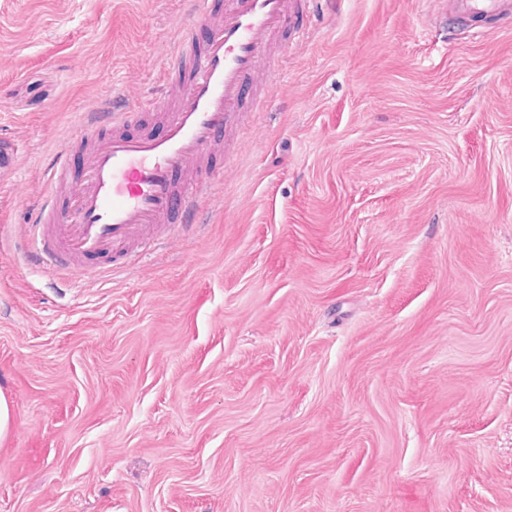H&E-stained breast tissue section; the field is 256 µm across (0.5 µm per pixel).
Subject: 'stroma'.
I'll return each mask as SVG.
<instances>
[{
    "instance_id": "1",
    "label": "stroma",
    "mask_w": 512,
    "mask_h": 512,
    "mask_svg": "<svg viewBox=\"0 0 512 512\" xmlns=\"http://www.w3.org/2000/svg\"><path fill=\"white\" fill-rule=\"evenodd\" d=\"M190 0H0V512H512V22L318 0L132 274L19 237Z\"/></svg>"
}]
</instances>
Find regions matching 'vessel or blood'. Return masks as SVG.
<instances>
[{
    "label": "vessel or blood",
    "instance_id": "b4317fda",
    "mask_svg": "<svg viewBox=\"0 0 512 512\" xmlns=\"http://www.w3.org/2000/svg\"><path fill=\"white\" fill-rule=\"evenodd\" d=\"M194 4L195 17L208 22L210 33L202 48L183 43L173 59V75L185 77L183 91L135 108L116 96L83 113L81 135L92 137L108 127L113 134L89 151L79 177L69 175L67 149L53 155L47 167L51 190L23 240L31 265L59 273L146 233L196 223L209 182L192 176V168L241 112L243 87L262 79L273 37L309 0H225L215 20L209 0ZM448 12L507 19L512 0H448ZM138 110L162 113L161 135L117 132Z\"/></svg>",
    "mask_w": 512,
    "mask_h": 512
}]
</instances>
